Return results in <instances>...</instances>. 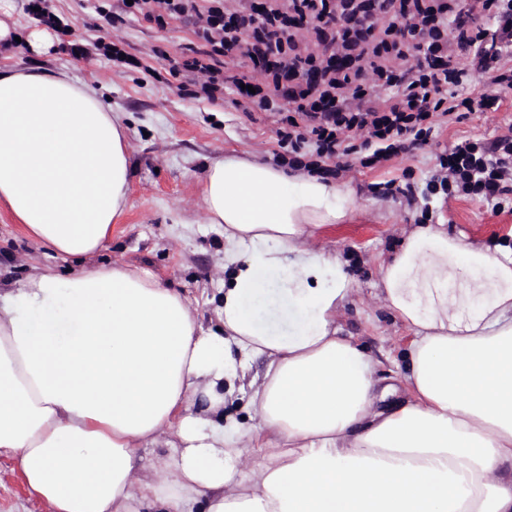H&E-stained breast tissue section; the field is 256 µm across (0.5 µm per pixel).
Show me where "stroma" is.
Wrapping results in <instances>:
<instances>
[{
	"mask_svg": "<svg viewBox=\"0 0 512 512\" xmlns=\"http://www.w3.org/2000/svg\"><path fill=\"white\" fill-rule=\"evenodd\" d=\"M64 31L59 49L38 59L17 47L0 67L36 64L93 84L126 123L132 155V207L116 224L99 262L130 264L186 295L204 324L214 321V299L223 286L217 271L223 257L224 230L207 223L200 187L207 164L237 152L273 160L279 150L281 117L234 104L224 89L209 99L195 86L186 61L205 46L196 36L195 17L159 29L125 12L121 0H49ZM119 41L129 64L113 65L99 42ZM495 112H472L436 124L426 144L374 167L358 155L340 158L343 170L330 180L348 188L356 210L351 220L317 233L313 248L336 250L347 262L353 291L336 324L342 336L373 360L382 386L393 387L389 400L400 403L409 392L403 380V353L412 334L384 305L376 287L383 258L398 249L405 230L428 218L449 235L496 244L512 238V185L492 202L426 196V184L439 159L456 141L491 143L512 124V90L501 94ZM398 191L386 193L387 182ZM38 244L0 213V286L24 278L32 266L50 263ZM0 512H49L25 487L15 458L0 456Z\"/></svg>",
	"mask_w": 512,
	"mask_h": 512,
	"instance_id": "35a3bbf8",
	"label": "stroma"
}]
</instances>
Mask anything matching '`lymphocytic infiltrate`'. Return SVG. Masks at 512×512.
Instances as JSON below:
<instances>
[{
    "mask_svg": "<svg viewBox=\"0 0 512 512\" xmlns=\"http://www.w3.org/2000/svg\"><path fill=\"white\" fill-rule=\"evenodd\" d=\"M126 11L161 29L204 13L208 58L187 63L201 92L219 90L213 59L245 57L239 104L281 113L278 163L318 173L361 148L373 166L425 143L431 119L498 110V95L470 91L461 52L487 62L512 50V0H133ZM441 167L429 194L492 200L512 182V130L489 148L455 142Z\"/></svg>",
    "mask_w": 512,
    "mask_h": 512,
    "instance_id": "f902f5d3",
    "label": "lymphocytic infiltrate"
}]
</instances>
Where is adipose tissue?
I'll use <instances>...</instances> for the list:
<instances>
[{
  "mask_svg": "<svg viewBox=\"0 0 512 512\" xmlns=\"http://www.w3.org/2000/svg\"><path fill=\"white\" fill-rule=\"evenodd\" d=\"M131 171L92 85L0 68V208L77 264L0 289V455L50 512H512V248L421 224L382 261L413 339L412 399L380 409L371 358L336 326L346 263L308 245L350 218L348 192L213 158L201 197L224 229V289L207 326L168 284L96 261ZM274 278L298 313L284 335L259 317ZM228 389L248 393L252 424L225 416Z\"/></svg>",
  "mask_w": 512,
  "mask_h": 512,
  "instance_id": "adipose-tissue-1",
  "label": "adipose tissue"
}]
</instances>
